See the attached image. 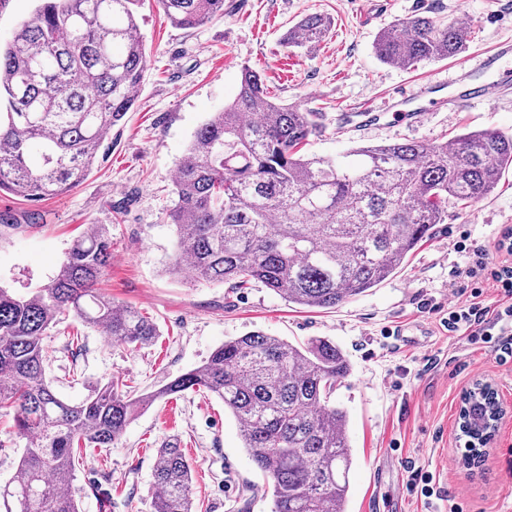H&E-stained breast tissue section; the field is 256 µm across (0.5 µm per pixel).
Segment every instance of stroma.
<instances>
[{
    "label": "stroma",
    "instance_id": "35a3bbf8",
    "mask_svg": "<svg viewBox=\"0 0 512 512\" xmlns=\"http://www.w3.org/2000/svg\"><path fill=\"white\" fill-rule=\"evenodd\" d=\"M331 18L332 29L313 48L283 41L288 27L309 14ZM424 13L447 22L466 19L471 41L464 59L512 40V0H236L224 15L192 29L173 25L155 0H143L140 32L148 66L135 107L112 129L91 174L75 189L33 204L0 197V286L24 296L55 276L72 241L96 224L112 238V266L104 292L150 317L155 342L113 344L73 317L43 339L46 378L70 403L82 402L112 376L138 394L150 393L200 367L224 341L261 331L302 345L320 337L349 363L334 399L349 413L353 464L345 512H512V414L499 426L481 467L460 466L458 412L462 392L477 379L496 384L512 410V360L448 332L452 266L465 256L461 233L494 248L500 228L512 226V171L495 191L468 205L449 204L445 223L378 286L328 310L288 303L259 283L233 291L171 270L175 229L174 172L196 130L235 98L243 66L257 69L272 95L322 115V131L307 152L336 157L357 146L390 142H446L465 130L512 134V81L493 99L460 103L415 117L390 112L356 125L349 109L381 103L393 90L430 81L436 97L450 95L454 60L412 68L388 65L374 52L377 35L396 21ZM78 346H69L72 334ZM178 436L195 469L197 512H271L272 496L243 447L235 418L213 395L187 391L154 401L127 425L121 439L89 451L70 493L80 512H150L156 450ZM434 476L438 494L426 502L407 491L405 470Z\"/></svg>",
    "mask_w": 512,
    "mask_h": 512
}]
</instances>
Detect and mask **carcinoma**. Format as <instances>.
<instances>
[{
  "mask_svg": "<svg viewBox=\"0 0 512 512\" xmlns=\"http://www.w3.org/2000/svg\"><path fill=\"white\" fill-rule=\"evenodd\" d=\"M0 45V193L38 202L66 193L135 105L147 66L141 0H38ZM176 26L224 15V0H157ZM331 28L301 18L284 39L313 47ZM470 28L422 14L382 31L384 63L412 68L453 58ZM321 113L271 100L261 74L242 69L232 103L195 132L176 167L172 270L245 288L258 282L303 308L326 310L379 285L448 217V201L487 198L512 168V135L464 131L441 144L390 143L339 157L302 150L322 131ZM112 265L107 226L72 242L51 282L28 296L0 287V409L14 414L26 446L0 484L6 512H79L68 488L89 448H109L155 400L206 391L239 425L243 448L272 489V512H345L352 453L347 411L332 402L349 367L336 345L296 346L251 332L225 341L204 365L136 396L114 376L85 400L60 399L45 376L43 336L73 315L113 342L138 347L158 336L135 306L103 294ZM467 429L493 420L495 394L474 387ZM192 467L165 442L153 472L152 512H194Z\"/></svg>",
  "mask_w": 512,
  "mask_h": 512,
  "instance_id": "carcinoma-1",
  "label": "carcinoma"
}]
</instances>
